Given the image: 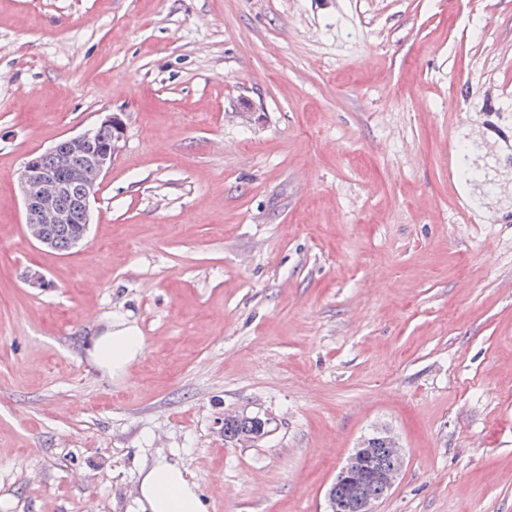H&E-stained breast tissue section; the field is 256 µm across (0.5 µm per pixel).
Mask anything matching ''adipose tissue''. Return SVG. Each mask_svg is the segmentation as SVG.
I'll return each instance as SVG.
<instances>
[{
    "mask_svg": "<svg viewBox=\"0 0 512 512\" xmlns=\"http://www.w3.org/2000/svg\"><path fill=\"white\" fill-rule=\"evenodd\" d=\"M141 351V336L121 329L96 337L90 354L102 371L113 375L123 371ZM137 500L143 512H206L196 483L181 466L164 460L142 474Z\"/></svg>",
    "mask_w": 512,
    "mask_h": 512,
    "instance_id": "adipose-tissue-1",
    "label": "adipose tissue"
}]
</instances>
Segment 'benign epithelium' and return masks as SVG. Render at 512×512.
I'll return each mask as SVG.
<instances>
[{"label": "benign epithelium", "mask_w": 512, "mask_h": 512, "mask_svg": "<svg viewBox=\"0 0 512 512\" xmlns=\"http://www.w3.org/2000/svg\"><path fill=\"white\" fill-rule=\"evenodd\" d=\"M110 133L103 140L99 133ZM124 139V123L117 114L109 113L93 128L67 139L69 155L74 160L69 177L63 178L50 158L61 156V149L33 153L19 172L18 183L23 199L26 224L40 244L57 248V235L64 225L80 224L72 235L70 246H79L92 220L91 204L100 178L120 152ZM403 463V448L378 447L375 439H363L341 468L337 486L344 495L331 490L327 495L329 512H375L373 505L393 488Z\"/></svg>", "instance_id": "7a95c632"}]
</instances>
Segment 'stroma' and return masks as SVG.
Listing matches in <instances>:
<instances>
[{
	"label": "stroma",
	"mask_w": 512,
	"mask_h": 512,
	"mask_svg": "<svg viewBox=\"0 0 512 512\" xmlns=\"http://www.w3.org/2000/svg\"><path fill=\"white\" fill-rule=\"evenodd\" d=\"M110 112L49 251L18 174ZM508 135L512 0H0V512H140L161 459L206 512H328L381 429L376 512H512ZM109 327L143 340L112 376ZM142 351V338L130 329L107 331L97 336L90 355L98 367L109 375L123 371ZM254 416L244 417L243 415H234L228 419L226 424V416L221 421L225 430L224 439L228 442H239L246 433H249L255 427L253 421Z\"/></svg>",
	"instance_id": "obj_1"
}]
</instances>
